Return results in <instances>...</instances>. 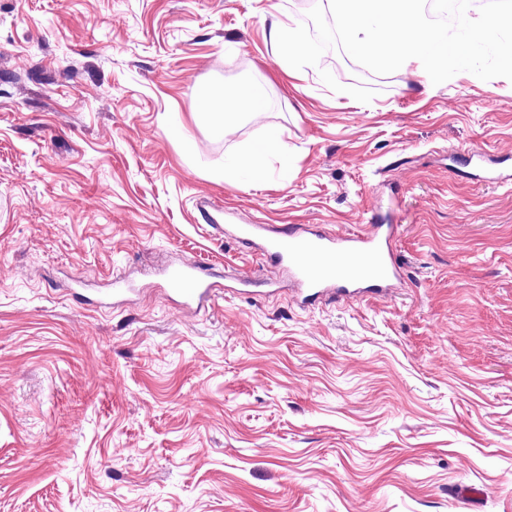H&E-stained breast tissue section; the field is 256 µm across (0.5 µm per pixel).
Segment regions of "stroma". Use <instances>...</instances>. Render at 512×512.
<instances>
[{"instance_id":"35a3bbf8","label":"stroma","mask_w":512,"mask_h":512,"mask_svg":"<svg viewBox=\"0 0 512 512\" xmlns=\"http://www.w3.org/2000/svg\"><path fill=\"white\" fill-rule=\"evenodd\" d=\"M317 2L0 0V512H512V81L289 78L267 35ZM261 80L230 134L192 123ZM273 128L266 177L225 178ZM205 199L385 216L402 276L302 305ZM186 263L206 308L166 291ZM261 97V89L254 84L225 89L207 85L196 93L193 118L196 124H208L226 135L240 115L259 112Z\"/></svg>"}]
</instances>
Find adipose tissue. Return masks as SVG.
Returning <instances> with one entry per match:
<instances>
[{
    "label": "adipose tissue",
    "mask_w": 512,
    "mask_h": 512,
    "mask_svg": "<svg viewBox=\"0 0 512 512\" xmlns=\"http://www.w3.org/2000/svg\"><path fill=\"white\" fill-rule=\"evenodd\" d=\"M261 97V89L253 84L243 83L225 89L208 85L195 96L193 118L196 123L210 125L223 134L232 128L240 115L256 112Z\"/></svg>",
    "instance_id": "1"
}]
</instances>
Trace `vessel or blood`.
I'll return each instance as SVG.
<instances>
[{"label": "vessel or blood", "mask_w": 512, "mask_h": 512, "mask_svg": "<svg viewBox=\"0 0 512 512\" xmlns=\"http://www.w3.org/2000/svg\"><path fill=\"white\" fill-rule=\"evenodd\" d=\"M391 224L370 225L362 234H328L291 226L272 228L265 224H237L235 239L254 245L287 268L299 285L303 302L320 298L334 288L345 295L383 290L400 276L394 257ZM171 292L185 306H201L211 301L215 290L207 271L197 264L171 270Z\"/></svg>", "instance_id": "1"}]
</instances>
